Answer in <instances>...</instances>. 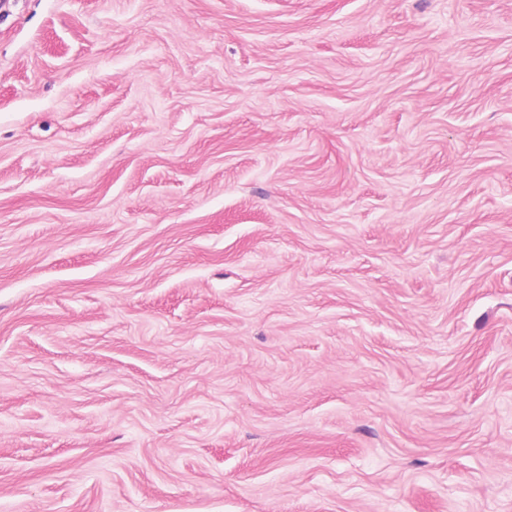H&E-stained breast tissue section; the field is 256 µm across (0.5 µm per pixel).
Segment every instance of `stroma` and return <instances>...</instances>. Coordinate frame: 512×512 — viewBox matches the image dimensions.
Instances as JSON below:
<instances>
[{
    "mask_svg": "<svg viewBox=\"0 0 512 512\" xmlns=\"http://www.w3.org/2000/svg\"><path fill=\"white\" fill-rule=\"evenodd\" d=\"M0 512H512V0H9Z\"/></svg>",
    "mask_w": 512,
    "mask_h": 512,
    "instance_id": "obj_1",
    "label": "stroma"
}]
</instances>
